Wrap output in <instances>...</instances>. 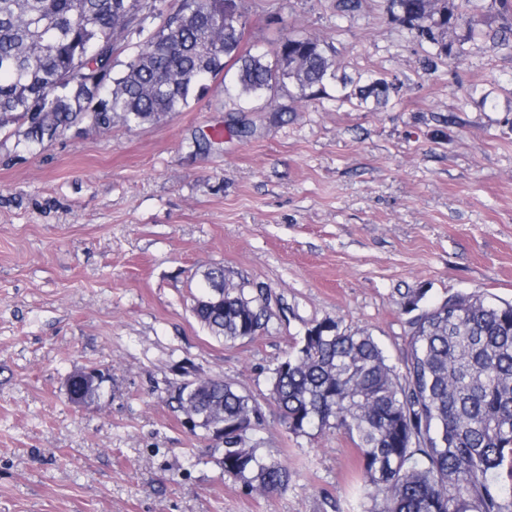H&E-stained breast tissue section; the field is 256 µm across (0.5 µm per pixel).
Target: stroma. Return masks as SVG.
Segmentation results:
<instances>
[{"instance_id":"obj_1","label":"stroma","mask_w":512,"mask_h":512,"mask_svg":"<svg viewBox=\"0 0 512 512\" xmlns=\"http://www.w3.org/2000/svg\"><path fill=\"white\" fill-rule=\"evenodd\" d=\"M245 0V40L271 53L296 27L334 51L316 100L293 85L232 102L223 79L189 107L28 148L0 135V512H352L358 452L338 431L295 435L273 372L320 322L364 328L391 360L412 303L512 300V56L479 38L458 62L364 0ZM397 80L388 102L345 91ZM220 265L269 319L225 341L194 317ZM99 368L73 405L68 377ZM220 378L257 400L248 447L288 467L261 494L177 401ZM106 381V374L103 373L100 369L91 368V369H85L81 371H77L73 373L69 378L67 379L66 388H67V394L68 397H72L75 401L73 403L79 405V406H85L86 404H89L92 402L97 394V390L103 389V383ZM92 382L95 383V387L97 390H88L84 394V403L78 401L77 397L74 395V388L76 384L81 383H87Z\"/></svg>"}]
</instances>
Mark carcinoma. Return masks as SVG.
I'll return each mask as SVG.
<instances>
[{
    "mask_svg": "<svg viewBox=\"0 0 512 512\" xmlns=\"http://www.w3.org/2000/svg\"><path fill=\"white\" fill-rule=\"evenodd\" d=\"M148 0H0V131L16 145L51 141L79 121L93 129L129 127L181 112L204 82L234 70L238 96L295 83L308 100L336 79V57L320 39L290 30L270 65L243 50L241 0H178L139 43L123 73L113 72L117 42L137 30ZM473 0H387L391 18L433 48L462 60L478 36L512 55V0H491L499 20L484 30ZM399 86L385 78L358 88L359 103L388 101ZM196 319L226 340L254 336L267 308L224 267L203 274ZM400 370L365 329L335 323L309 328L275 369L271 395L295 435L342 431L360 454L358 507L366 512H512V302L480 293L452 296L409 320ZM224 424L259 420L260 406L221 379L190 399ZM224 472L264 493L288 488L287 466L265 461L232 431L224 434Z\"/></svg>",
    "mask_w": 512,
    "mask_h": 512,
    "instance_id": "1",
    "label": "carcinoma"
}]
</instances>
